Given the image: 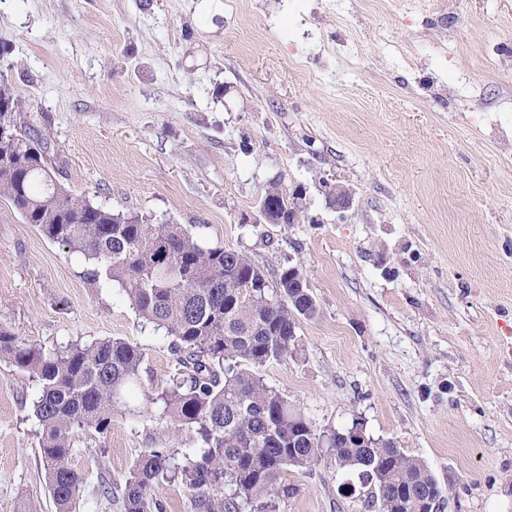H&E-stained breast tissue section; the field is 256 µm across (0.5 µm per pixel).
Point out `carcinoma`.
Listing matches in <instances>:
<instances>
[{
	"label": "carcinoma",
	"instance_id": "obj_1",
	"mask_svg": "<svg viewBox=\"0 0 512 512\" xmlns=\"http://www.w3.org/2000/svg\"><path fill=\"white\" fill-rule=\"evenodd\" d=\"M17 91L0 73V118L15 138L0 141V202L46 239L83 256L85 281L118 284L138 316L165 331L175 367L155 387L152 421L171 430L173 448L150 442L122 488L123 512H165L152 496L160 480L190 493L192 512H276L294 493L290 468L328 455L373 486L380 512H419L440 499L428 465L391 442L363 447L349 431L322 432L300 407L267 385L255 369L298 352L300 321L319 314L311 290L283 267L267 299L255 281L266 271L232 249L205 247L181 224H153L115 213L69 191L48 138L20 111ZM39 385L30 404L38 424V457L57 512H72L82 477L71 466L74 444L106 436L112 421L134 411L125 394L151 381L143 349L121 338L47 348L0 327V361Z\"/></svg>",
	"mask_w": 512,
	"mask_h": 512
}]
</instances>
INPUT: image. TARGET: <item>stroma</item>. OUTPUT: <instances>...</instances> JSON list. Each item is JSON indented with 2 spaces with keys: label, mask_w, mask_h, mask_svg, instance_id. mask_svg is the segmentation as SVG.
Masks as SVG:
<instances>
[{
  "label": "stroma",
  "mask_w": 512,
  "mask_h": 512,
  "mask_svg": "<svg viewBox=\"0 0 512 512\" xmlns=\"http://www.w3.org/2000/svg\"><path fill=\"white\" fill-rule=\"evenodd\" d=\"M0 0V70L94 204L189 228L268 274L302 265L319 307L296 357L260 368L317 428L361 422L422 458L440 512H512V0ZM445 20H438L440 6ZM355 191L336 213L319 178ZM274 179L307 188L263 224ZM0 202V326L48 347L121 338L154 380L174 361L118 285ZM27 375L0 362V512H56ZM148 388L106 455L77 444L75 512H123L153 423ZM113 499L99 496V474ZM278 512H379L325 457L283 475ZM355 491L342 495L340 486ZM267 193L263 194L259 202V216L264 223L270 224V214L277 211L278 199L288 198V208L285 209L286 217L290 224L297 223L302 214L308 209L307 207V190L302 184H296L288 190L281 187V184L273 181L270 182ZM288 214V216H287ZM283 221L282 224H289Z\"/></svg>",
  "instance_id": "1"
}]
</instances>
